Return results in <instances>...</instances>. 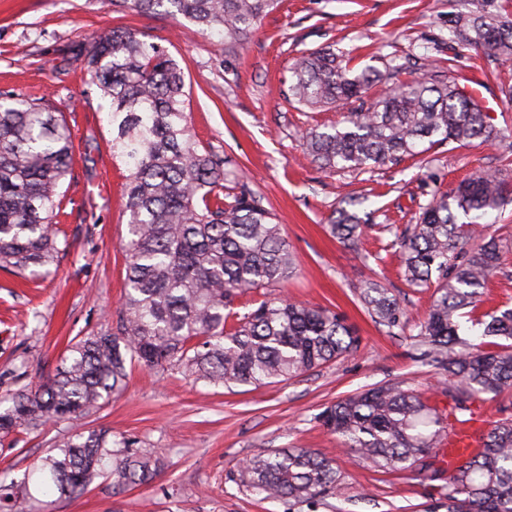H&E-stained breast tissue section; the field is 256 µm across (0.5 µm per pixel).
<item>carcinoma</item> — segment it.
Listing matches in <instances>:
<instances>
[{
  "mask_svg": "<svg viewBox=\"0 0 512 512\" xmlns=\"http://www.w3.org/2000/svg\"><path fill=\"white\" fill-rule=\"evenodd\" d=\"M112 9L162 11L202 31L224 34V54L256 31L279 0H110ZM448 44L461 54L482 50L512 69V17L483 8L448 16ZM80 62L109 104L112 151L127 167V292L116 331L73 341L55 373L37 388L0 400V438L48 422L73 421L107 403L126 382L127 365L178 366L214 386H269L299 377L357 349L346 319L329 309L269 296L295 273V259L276 216L248 181L224 187L228 160L199 148L186 115L182 68L161 44L117 26L56 49L53 69L65 75ZM330 46L291 67L289 99L306 108L340 106L341 123L303 136L306 157L323 169L363 172L397 165L418 144L506 142L456 74L420 68L398 80L403 66L355 69ZM382 85L377 96L370 90ZM69 125L50 97L0 90V269L23 277L66 255L57 224L62 188L73 173ZM512 200L506 180L480 172L450 191L436 189L417 223L395 235L406 281L434 287L415 338L425 363L446 374L442 389L459 411L481 394L512 390V308L478 311L497 274L501 240L479 220ZM357 203L334 211L333 237L356 248L367 221ZM358 298L374 321L400 326L403 310L390 289L368 279ZM478 329L461 336V319ZM492 342H487V339ZM324 427L360 459L386 471H417L440 479L443 419L417 390L376 384L320 414ZM480 449L448 465L447 512H512V419L479 435ZM160 470L148 448L112 439V430L80 432L51 449L33 468L60 497L86 493L98 478L122 490L150 484ZM239 486L293 504L337 495L334 458L307 448H265L238 467Z\"/></svg>",
  "mask_w": 512,
  "mask_h": 512,
  "instance_id": "carcinoma-1",
  "label": "carcinoma"
}]
</instances>
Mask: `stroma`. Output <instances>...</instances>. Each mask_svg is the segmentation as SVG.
Here are the masks:
<instances>
[{
  "instance_id": "obj_1",
  "label": "stroma",
  "mask_w": 512,
  "mask_h": 512,
  "mask_svg": "<svg viewBox=\"0 0 512 512\" xmlns=\"http://www.w3.org/2000/svg\"><path fill=\"white\" fill-rule=\"evenodd\" d=\"M471 0H282L237 55L224 41L188 21L164 14L114 12L109 0H0V89L48 95L64 113L75 146L73 175L64 185L74 204L64 228L70 248L57 269L24 278L0 270V398L37 387L54 371L74 337L117 327L125 293L127 234L124 164L112 154L106 104L86 86L80 65L53 71L55 51L94 32L126 26L167 47L185 74L186 111L199 146L224 152L237 176L249 179L277 216L295 255L297 272L281 288L288 299L343 315L360 337L358 349L300 377L254 388L193 382L181 369L135 365L124 392L73 422H51L0 445V482H16L25 512H447L438 482L410 473L382 472L341 450L319 420L324 408L365 386L401 382L424 394L445 420L457 418L440 384V371L416 362L411 338L431 302V289L410 286L391 246L395 232L414 223L432 188H454L482 170L512 181V152L497 142L433 146L430 164L414 160L364 173L330 172L302 156V134L343 120L337 108L312 111L288 100L289 67L302 53L327 45L350 52L357 67L384 68L410 45L448 34V14ZM476 76L489 122L512 130V105L500 92L496 65L480 50L452 64ZM93 141V169L83 159ZM362 199L372 213L358 250L326 229L334 209ZM506 240L500 271L484 306L512 307V202L487 218ZM377 279L406 310L403 327L387 331L358 301L355 287ZM116 440L152 448L163 463L155 480L124 490L97 479L78 498L48 501L45 488L24 476L51 448L77 432L99 427ZM261 448H311L335 458L344 479L336 497L292 505L263 500L239 487L233 473Z\"/></svg>"
}]
</instances>
